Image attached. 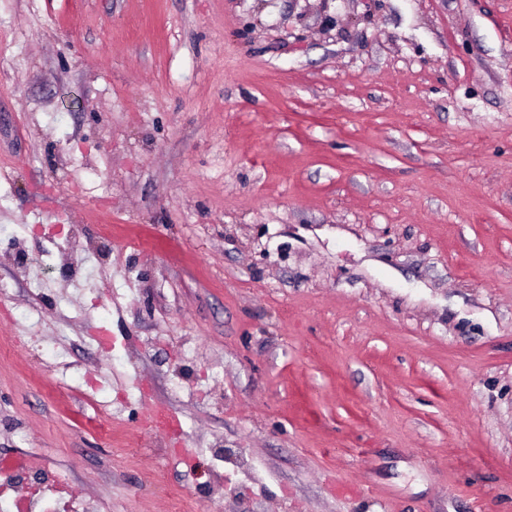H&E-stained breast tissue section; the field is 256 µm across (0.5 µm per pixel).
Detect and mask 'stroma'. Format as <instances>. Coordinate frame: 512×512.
<instances>
[{"label": "stroma", "mask_w": 512, "mask_h": 512, "mask_svg": "<svg viewBox=\"0 0 512 512\" xmlns=\"http://www.w3.org/2000/svg\"><path fill=\"white\" fill-rule=\"evenodd\" d=\"M1 459L512 512V0H0Z\"/></svg>", "instance_id": "1"}]
</instances>
